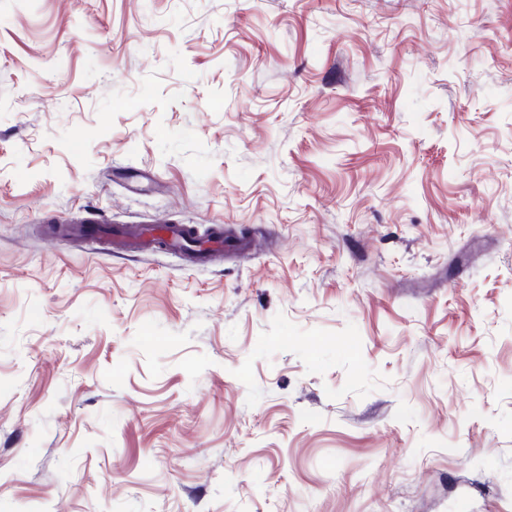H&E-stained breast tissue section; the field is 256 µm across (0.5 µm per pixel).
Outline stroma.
I'll list each match as a JSON object with an SVG mask.
<instances>
[{"label":"stroma","mask_w":512,"mask_h":512,"mask_svg":"<svg viewBox=\"0 0 512 512\" xmlns=\"http://www.w3.org/2000/svg\"><path fill=\"white\" fill-rule=\"evenodd\" d=\"M0 512H512V0H0ZM88 219L77 220L81 226L71 227L69 231H73L88 237L106 236L105 242L112 249L115 246H133L136 245L143 249H151L156 247H165L169 249L191 250L198 259L206 256L215 257L217 254H224V227L215 224L211 236L208 237L203 244L190 243L188 241L189 226L180 225H162L159 230L162 237L154 235L153 231L143 230L139 235L133 233L134 227H117L110 224H88ZM157 239L163 240L158 243Z\"/></svg>","instance_id":"obj_1"}]
</instances>
